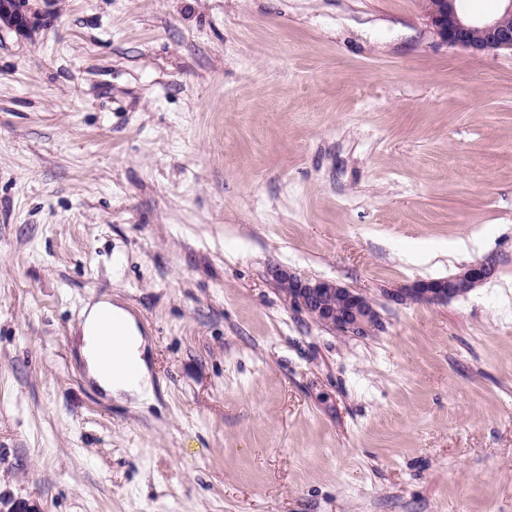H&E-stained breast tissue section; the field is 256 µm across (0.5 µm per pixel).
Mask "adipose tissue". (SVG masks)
Instances as JSON below:
<instances>
[{"instance_id":"obj_1","label":"adipose tissue","mask_w":512,"mask_h":512,"mask_svg":"<svg viewBox=\"0 0 512 512\" xmlns=\"http://www.w3.org/2000/svg\"><path fill=\"white\" fill-rule=\"evenodd\" d=\"M81 327L82 352L87 372L100 388L117 399H143L151 389V377L143 359L144 337L135 318L121 306L98 302L85 308ZM122 332L112 336V362L101 360L94 338L110 334L113 323Z\"/></svg>"}]
</instances>
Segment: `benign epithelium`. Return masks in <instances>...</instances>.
<instances>
[{
	"mask_svg": "<svg viewBox=\"0 0 512 512\" xmlns=\"http://www.w3.org/2000/svg\"><path fill=\"white\" fill-rule=\"evenodd\" d=\"M503 8L488 19H473L461 0H427V17L434 35L450 48L483 53L512 50V0H499ZM42 10L31 0H0V21L25 31L41 17ZM498 260L489 255L446 278L420 281L388 295L402 304L408 300H448L466 296L493 278ZM268 276L281 288L290 307L315 322L353 336H367L379 327V315L364 294L333 280H305L290 270L274 266Z\"/></svg>",
	"mask_w": 512,
	"mask_h": 512,
	"instance_id": "obj_1",
	"label": "benign epithelium"
}]
</instances>
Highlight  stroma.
Instances as JSON below:
<instances>
[{
    "instance_id": "obj_1",
    "label": "stroma",
    "mask_w": 512,
    "mask_h": 512,
    "mask_svg": "<svg viewBox=\"0 0 512 512\" xmlns=\"http://www.w3.org/2000/svg\"><path fill=\"white\" fill-rule=\"evenodd\" d=\"M49 9L0 28V506L512 512V50L424 0ZM275 265L381 327L314 323ZM91 299L137 319L145 401L87 381ZM488 19L468 16L460 0H427V17L434 35L451 48L483 53L512 50V0ZM497 268V258L489 255L446 278L420 281L411 288L395 290L388 295V298L392 302L403 304L407 300L414 299L448 300L464 297L472 289L493 278ZM268 276L293 309L315 322L353 336H367L379 327V315L364 294L333 280H305L287 268L271 267Z\"/></svg>"
}]
</instances>
